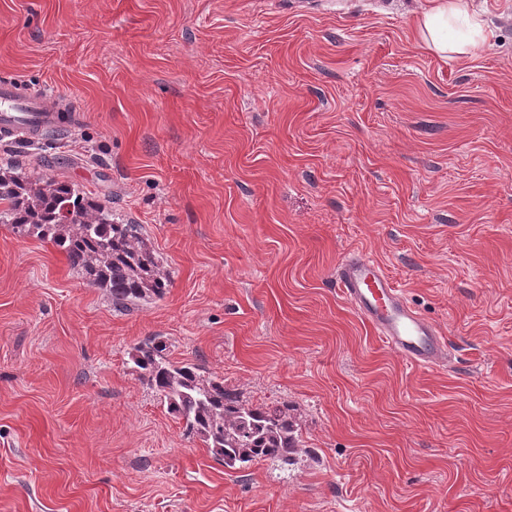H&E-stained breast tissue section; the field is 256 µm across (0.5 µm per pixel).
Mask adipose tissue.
I'll use <instances>...</instances> for the list:
<instances>
[{
  "mask_svg": "<svg viewBox=\"0 0 512 512\" xmlns=\"http://www.w3.org/2000/svg\"><path fill=\"white\" fill-rule=\"evenodd\" d=\"M414 25L426 47L459 58L469 56L492 37L491 31L470 13L468 0H429Z\"/></svg>",
  "mask_w": 512,
  "mask_h": 512,
  "instance_id": "ef3b65f1",
  "label": "adipose tissue"
}]
</instances>
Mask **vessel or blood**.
I'll use <instances>...</instances> for the list:
<instances>
[{
  "label": "vessel or blood",
  "instance_id": "vessel-or-blood-1",
  "mask_svg": "<svg viewBox=\"0 0 512 512\" xmlns=\"http://www.w3.org/2000/svg\"><path fill=\"white\" fill-rule=\"evenodd\" d=\"M68 128L54 90H33L16 79L0 81L1 142L46 141ZM336 288L360 319L408 366L432 368L447 362L446 336L415 310L381 262L350 252L336 268Z\"/></svg>",
  "mask_w": 512,
  "mask_h": 512
}]
</instances>
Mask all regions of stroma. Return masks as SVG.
<instances>
[{
	"instance_id": "stroma-1",
	"label": "stroma",
	"mask_w": 512,
	"mask_h": 512,
	"mask_svg": "<svg viewBox=\"0 0 512 512\" xmlns=\"http://www.w3.org/2000/svg\"><path fill=\"white\" fill-rule=\"evenodd\" d=\"M427 0H0V78L84 118L0 167L144 225L131 310L0 224V512H512V0L467 58ZM357 249L450 343L415 370L336 291ZM166 337L296 415L292 464L225 469L132 373Z\"/></svg>"
}]
</instances>
